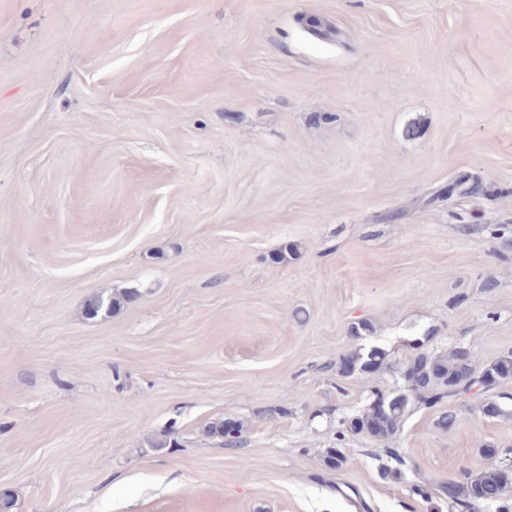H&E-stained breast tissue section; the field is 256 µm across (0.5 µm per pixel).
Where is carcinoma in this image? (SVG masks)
<instances>
[{
    "mask_svg": "<svg viewBox=\"0 0 512 512\" xmlns=\"http://www.w3.org/2000/svg\"><path fill=\"white\" fill-rule=\"evenodd\" d=\"M135 294L124 291L114 296L96 295L86 305V315L95 317L107 313L121 302H130ZM386 353L373 349L367 354L354 353L344 358L343 363L350 371L372 373L384 363ZM481 379L482 388L494 389L497 385L512 380V354L502 356L478 373L470 360L463 358L461 349H455L448 356L417 354L409 364L405 389L397 394L379 396L369 410L346 422V428L353 433H366L380 441H391L399 433L402 423L415 404L435 406L442 400L450 402L461 399L473 385L467 379ZM506 478L499 468H491L461 486L454 481L443 487L448 500L468 512L477 505H492L503 497Z\"/></svg>",
    "mask_w": 512,
    "mask_h": 512,
    "instance_id": "1",
    "label": "carcinoma"
}]
</instances>
